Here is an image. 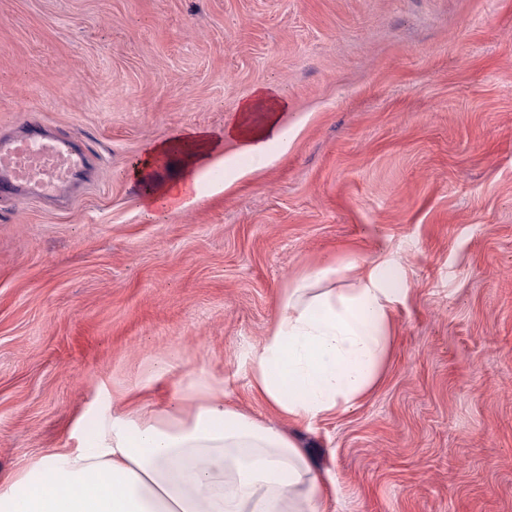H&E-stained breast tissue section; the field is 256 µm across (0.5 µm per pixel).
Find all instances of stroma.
I'll list each match as a JSON object with an SVG mask.
<instances>
[{
    "label": "stroma",
    "instance_id": "35a3bbf8",
    "mask_svg": "<svg viewBox=\"0 0 512 512\" xmlns=\"http://www.w3.org/2000/svg\"><path fill=\"white\" fill-rule=\"evenodd\" d=\"M269 86L294 139L235 141L196 200L147 217L152 143L215 134ZM79 137L71 207L0 205V477L74 447L111 396L159 405L205 368L292 437L332 512H512V0H0V129ZM389 261L390 355L355 408L307 423L252 388L283 294Z\"/></svg>",
    "mask_w": 512,
    "mask_h": 512
}]
</instances>
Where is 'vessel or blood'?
Here are the masks:
<instances>
[{"label":"vessel or blood","mask_w":512,"mask_h":512,"mask_svg":"<svg viewBox=\"0 0 512 512\" xmlns=\"http://www.w3.org/2000/svg\"><path fill=\"white\" fill-rule=\"evenodd\" d=\"M88 156L75 137L42 130L0 134V202L70 195L87 182Z\"/></svg>","instance_id":"b4317fda"}]
</instances>
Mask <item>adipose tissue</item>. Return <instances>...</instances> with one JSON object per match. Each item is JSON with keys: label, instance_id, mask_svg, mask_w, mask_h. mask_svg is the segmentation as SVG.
<instances>
[{"label": "adipose tissue", "instance_id": "ef3b65f1", "mask_svg": "<svg viewBox=\"0 0 512 512\" xmlns=\"http://www.w3.org/2000/svg\"><path fill=\"white\" fill-rule=\"evenodd\" d=\"M287 102L269 88L244 101L223 136L196 129L151 145L128 170L148 210L193 200L238 142L249 171L287 150ZM384 260L362 262L350 288L315 269L284 294L263 343L244 361L254 388L282 416L310 422L344 412L376 385L387 355L397 281ZM185 389L150 410L124 405L77 427L0 481V512H325L302 449L224 400L223 381L184 372Z\"/></svg>", "mask_w": 512, "mask_h": 512}]
</instances>
